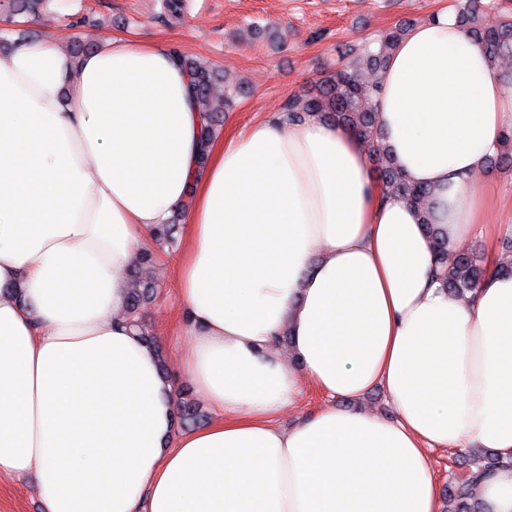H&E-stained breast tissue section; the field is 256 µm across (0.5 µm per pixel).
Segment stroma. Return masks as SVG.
Wrapping results in <instances>:
<instances>
[{"mask_svg":"<svg viewBox=\"0 0 512 512\" xmlns=\"http://www.w3.org/2000/svg\"><path fill=\"white\" fill-rule=\"evenodd\" d=\"M182 15L164 0H50L44 11L11 22L0 7V37L32 34L59 40L65 47L90 48L112 38L137 43L170 42L194 60L212 63L227 80L246 84L233 110L212 100L222 114L220 135L232 139L247 126L284 112L295 96L315 91L343 53L375 42L400 21L422 23L440 0H183ZM164 252L137 268L153 292L141 311L147 336L163 351L169 374L188 400L193 387L181 376L178 343L170 330L178 305L176 285L164 263ZM470 458L465 449L431 453L433 475L442 492L444 512H454L449 492ZM0 512H40L33 481L0 476Z\"/></svg>","mask_w":512,"mask_h":512,"instance_id":"35a3bbf8","label":"stroma"}]
</instances>
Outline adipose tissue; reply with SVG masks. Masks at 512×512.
<instances>
[{
    "instance_id": "adipose-tissue-1",
    "label": "adipose tissue",
    "mask_w": 512,
    "mask_h": 512,
    "mask_svg": "<svg viewBox=\"0 0 512 512\" xmlns=\"http://www.w3.org/2000/svg\"><path fill=\"white\" fill-rule=\"evenodd\" d=\"M379 86L385 143L428 209L318 115L201 156L203 108L166 44L0 52V475L34 479L41 512H439L431 450L512 455V275L491 254L463 300L433 275L436 240L512 226L475 184L512 90L444 9ZM177 212L179 361L213 413L179 435L175 382L126 313L129 270ZM308 385L345 407L281 426ZM376 388L393 417L360 407ZM477 492L512 512V469Z\"/></svg>"
}]
</instances>
